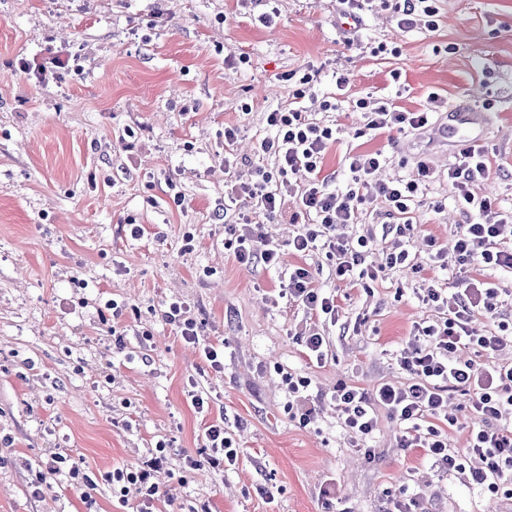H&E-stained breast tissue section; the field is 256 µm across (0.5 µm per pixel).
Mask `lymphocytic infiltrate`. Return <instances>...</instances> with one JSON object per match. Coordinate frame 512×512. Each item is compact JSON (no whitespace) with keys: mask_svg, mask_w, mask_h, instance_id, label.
Wrapping results in <instances>:
<instances>
[{"mask_svg":"<svg viewBox=\"0 0 512 512\" xmlns=\"http://www.w3.org/2000/svg\"><path fill=\"white\" fill-rule=\"evenodd\" d=\"M437 0H339L343 18L359 22L363 11L381 6L391 13L398 27L409 29L424 25L428 31L439 27ZM302 88L294 90L291 104L267 114V124L275 132L270 141H262L263 151L277 159L275 170H257L249 183L233 186L224 194V212L232 226L224 248L238 263L251 266H280L281 248L267 238L257 215L286 218L302 229L289 246L298 256L324 251L337 280L368 286L377 278L368 258L376 240L374 229L354 238L338 236V226L352 223L360 208L374 200L386 204L390 213H410L422 195L433 170L420 165L411 180L396 179L372 183L373 174L384 161L382 152H356L346 158L351 184L344 192L329 187L323 174V161L330 144L336 140L332 127L311 122L298 99ZM356 106L368 113L372 130L419 131L431 125L441 101L430 94L426 105L414 112L396 109L392 103H372L358 99ZM305 171L308 180L297 185L292 177ZM492 170V158L484 143L459 150L448 167V179L456 189L459 209L476 213L480 222L464 225L453 234L448 245H432L426 259L402 240H391L385 250V264L390 268H457L462 272L456 282L458 303L449 306L444 289H424L421 301L440 315L436 323L422 327V341L413 350L402 351L400 368L409 376L403 385L383 384L366 390L339 383L332 398L340 407L345 426L366 446L365 456L373 451L367 443L377 429V412L385 410L403 426L401 445L421 449L435 467L445 472L459 470L464 459L481 462L471 473V480L493 494L512 496V365H488L485 355L497 351L512 340V321H499L496 329L476 332L471 323L476 313H491L488 301L499 293L487 274L494 269H512V244L503 232L512 225V211L493 210L487 198L476 197L472 184L486 180ZM280 297L301 304L322 322H335L339 304L335 293L316 287L309 267L295 265L285 269ZM471 422L467 448L454 453L448 448L446 427L459 420ZM165 442H157L150 459L134 471L105 473L107 483L119 486L121 496L140 495L143 504L154 501L158 490L151 483V473L167 461Z\"/></svg>","mask_w":512,"mask_h":512,"instance_id":"1","label":"lymphocytic infiltrate"}]
</instances>
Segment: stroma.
Returning <instances> with one entry per match:
<instances>
[{
    "instance_id": "stroma-1",
    "label": "stroma",
    "mask_w": 512,
    "mask_h": 512,
    "mask_svg": "<svg viewBox=\"0 0 512 512\" xmlns=\"http://www.w3.org/2000/svg\"><path fill=\"white\" fill-rule=\"evenodd\" d=\"M438 7L430 32L400 29L379 8L346 28L336 0H0V512H86L65 478L35 494L56 453L95 482L96 512H138L139 497L119 501L103 475L137 467L160 440L169 460L154 475L153 512L203 503L211 512H392L401 491L411 512H512V498L471 484L468 472H440L401 447L386 413L374 457L364 458L331 399L342 382H405L396 356L437 318L417 293L447 284V271L422 279L388 269L365 291L331 277L324 254L287 251L296 225L264 219L282 264L307 262L317 287L341 298L317 365L300 342L309 316L279 298L277 273L245 268L224 248L225 187L274 169L259 148L272 135L266 114L298 88L309 118L337 127L323 165L332 189L345 191L352 150H383V181L414 177L418 160L430 161L436 176L405 220L412 247L447 243L470 221L447 177L457 149L433 128L367 130L358 99L411 112L432 92L471 100L493 153L473 192L512 210V0ZM271 11L274 22L260 24ZM58 54L70 60L58 78L20 69ZM310 67L316 81L300 85ZM340 74L349 78L342 92ZM327 100L338 111L324 109ZM230 125L242 161L228 169ZM175 302L199 324L198 343L167 319ZM219 342L220 372L201 355ZM288 372L311 380L310 427L288 414ZM193 388L208 395L207 415L192 406ZM215 422L241 448L223 471L204 462Z\"/></svg>"
}]
</instances>
